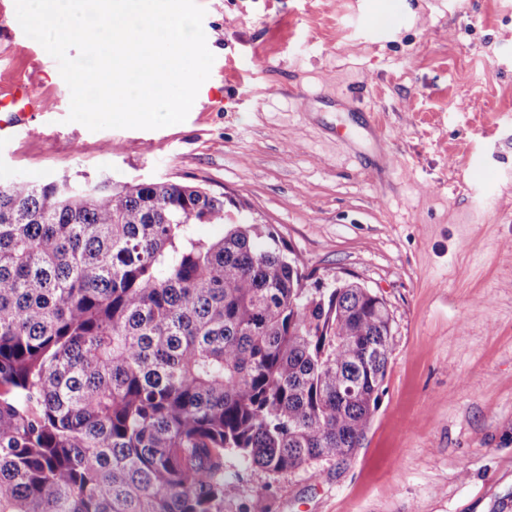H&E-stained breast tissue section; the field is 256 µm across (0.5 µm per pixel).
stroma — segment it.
<instances>
[{"instance_id": "1", "label": "stroma", "mask_w": 512, "mask_h": 512, "mask_svg": "<svg viewBox=\"0 0 512 512\" xmlns=\"http://www.w3.org/2000/svg\"><path fill=\"white\" fill-rule=\"evenodd\" d=\"M198 2L215 61L187 119L92 131L0 0V71L39 101L0 172L223 193L385 299L361 447L276 476L227 458L224 512H512V0Z\"/></svg>"}]
</instances>
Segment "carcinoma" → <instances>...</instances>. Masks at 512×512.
I'll return each mask as SVG.
<instances>
[{"label":"carcinoma","instance_id":"obj_1","mask_svg":"<svg viewBox=\"0 0 512 512\" xmlns=\"http://www.w3.org/2000/svg\"><path fill=\"white\" fill-rule=\"evenodd\" d=\"M247 209L168 181L0 186V512H224L227 456L279 475L360 447L387 303L305 273Z\"/></svg>","mask_w":512,"mask_h":512}]
</instances>
